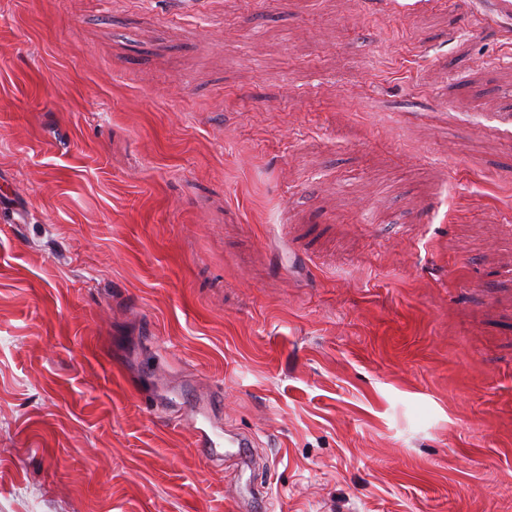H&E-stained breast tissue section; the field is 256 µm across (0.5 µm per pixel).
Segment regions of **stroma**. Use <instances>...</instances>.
Listing matches in <instances>:
<instances>
[{"label": "stroma", "instance_id": "obj_1", "mask_svg": "<svg viewBox=\"0 0 512 512\" xmlns=\"http://www.w3.org/2000/svg\"><path fill=\"white\" fill-rule=\"evenodd\" d=\"M0 512H512V0H0Z\"/></svg>", "mask_w": 512, "mask_h": 512}]
</instances>
